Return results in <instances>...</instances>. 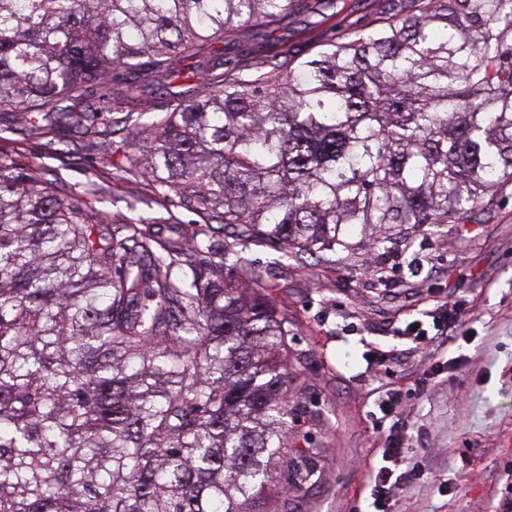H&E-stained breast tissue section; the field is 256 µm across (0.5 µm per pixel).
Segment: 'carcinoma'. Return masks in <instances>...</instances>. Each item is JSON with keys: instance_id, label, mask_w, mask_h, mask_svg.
I'll list each match as a JSON object with an SVG mask.
<instances>
[{"instance_id": "cac0c4a2", "label": "carcinoma", "mask_w": 512, "mask_h": 512, "mask_svg": "<svg viewBox=\"0 0 512 512\" xmlns=\"http://www.w3.org/2000/svg\"><path fill=\"white\" fill-rule=\"evenodd\" d=\"M315 56L228 47L296 0H0V112L113 144L238 236L330 260L355 229L461 224L512 186V0H396ZM201 89L170 81L185 62ZM118 86L121 98L112 96ZM168 91L170 112L147 114ZM84 212L0 154V512H268L288 463V317L181 232Z\"/></svg>"}]
</instances>
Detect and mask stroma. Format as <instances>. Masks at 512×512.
I'll use <instances>...</instances> for the list:
<instances>
[{
	"instance_id": "stroma-1",
	"label": "stroma",
	"mask_w": 512,
	"mask_h": 512,
	"mask_svg": "<svg viewBox=\"0 0 512 512\" xmlns=\"http://www.w3.org/2000/svg\"><path fill=\"white\" fill-rule=\"evenodd\" d=\"M389 7L390 0H298L272 45L307 57L340 29L371 28ZM0 154L24 166L40 160L49 180L113 222L155 219L163 239L204 221L122 172L121 154L83 146L74 129L50 139L22 120H0ZM350 240L352 249L327 265L258 237L224 266L236 278L259 270L287 313L290 373L304 394L288 444L320 450L303 487L281 471L276 512H366L369 470L392 431L405 435V456L424 454L425 466L403 476L386 512H501L512 499V198L440 230L397 226L380 251L360 233ZM371 266L390 281L368 275ZM446 296L459 304L465 335L431 333L427 313ZM413 308L424 315L420 344L397 333ZM393 389L398 399L386 415L379 403Z\"/></svg>"
}]
</instances>
